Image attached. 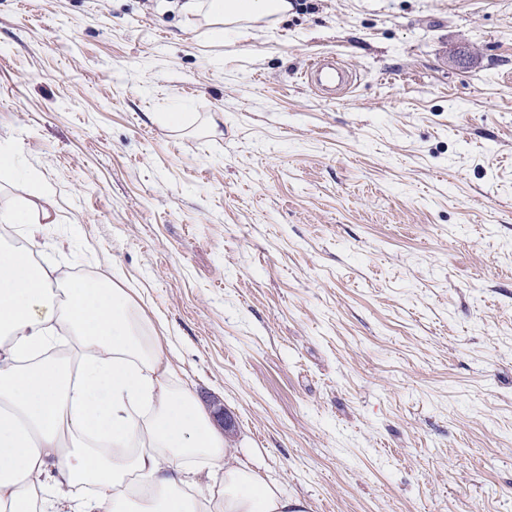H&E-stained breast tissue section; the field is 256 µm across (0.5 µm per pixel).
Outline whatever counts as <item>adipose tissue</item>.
<instances>
[{
  "label": "adipose tissue",
  "instance_id": "1",
  "mask_svg": "<svg viewBox=\"0 0 512 512\" xmlns=\"http://www.w3.org/2000/svg\"><path fill=\"white\" fill-rule=\"evenodd\" d=\"M213 42L291 0H182ZM33 244L0 245V512H305L242 462L124 289L63 281ZM72 354L56 355L58 343ZM189 457L210 461L200 487Z\"/></svg>",
  "mask_w": 512,
  "mask_h": 512
}]
</instances>
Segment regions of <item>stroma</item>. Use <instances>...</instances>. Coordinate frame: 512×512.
Returning a JSON list of instances; mask_svg holds the SVG:
<instances>
[{
    "label": "stroma",
    "mask_w": 512,
    "mask_h": 512,
    "mask_svg": "<svg viewBox=\"0 0 512 512\" xmlns=\"http://www.w3.org/2000/svg\"><path fill=\"white\" fill-rule=\"evenodd\" d=\"M0 143V211L33 177L57 218L0 242L124 288L308 512H512V0H293L220 45L171 0H0ZM305 79L316 93L336 89L344 95L354 86L353 73L344 64L328 58L314 60L305 72Z\"/></svg>",
    "instance_id": "35a3bbf8"
}]
</instances>
